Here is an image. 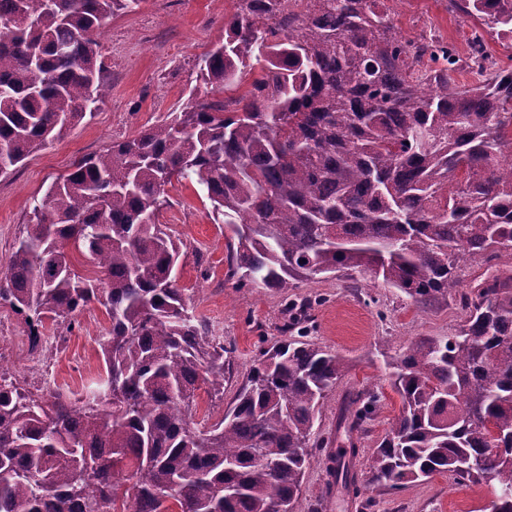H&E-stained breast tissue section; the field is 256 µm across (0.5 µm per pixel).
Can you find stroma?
Segmentation results:
<instances>
[{"mask_svg": "<svg viewBox=\"0 0 512 512\" xmlns=\"http://www.w3.org/2000/svg\"><path fill=\"white\" fill-rule=\"evenodd\" d=\"M399 35L416 38L433 33L467 57L474 33H481L494 68H512V48L495 32L452 11L448 0H383ZM235 0H142L131 11L108 17L98 38V59L111 90L93 117L63 131L51 145L31 153L9 177L0 179V268H7L32 217L31 204L48 185L73 170L80 159L101 153L112 144L159 124L181 111L195 85L203 54L224 39V21ZM170 207L158 221L181 242L178 284L190 299L196 316L234 350L233 372L224 381V395L198 393L196 417L220 420L232 406L261 352L286 335L288 299L311 300L308 316L298 328L317 345L343 356L346 369L321 413L323 432L336 428L338 410L348 393L362 389L380 392L381 401L359 443L355 463L358 493L336 486L330 475L332 459L347 445L345 437L317 450L301 484L303 504L318 512H481L486 488L458 483L440 474L426 483L399 489L372 482L370 456L398 414L400 399L389 380V362L407 346L425 337L440 338L463 323L465 313L455 301L427 307L406 294L386 288L370 274L355 272L320 278L283 292L275 288H241L228 278L230 231L214 223L208 200L187 182L169 187ZM109 325L105 309L91 304L78 317L65 341L53 327L44 334L46 349L30 356L24 324L10 305L0 302V336L12 343L9 366L41 394L56 391L80 396L102 371L100 340ZM370 510H363V502Z\"/></svg>", "mask_w": 512, "mask_h": 512, "instance_id": "stroma-1", "label": "stroma"}]
</instances>
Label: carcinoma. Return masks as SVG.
<instances>
[{
    "label": "carcinoma",
    "instance_id": "obj_1",
    "mask_svg": "<svg viewBox=\"0 0 512 512\" xmlns=\"http://www.w3.org/2000/svg\"><path fill=\"white\" fill-rule=\"evenodd\" d=\"M140 2L0 0V176L105 98L96 37ZM450 5L512 38V0ZM455 57L400 36L378 0H241L199 65L211 93L53 181L0 272V301L62 339L103 305V372L78 398L45 399L0 369V512H318L300 487L329 444L316 424L344 359L279 342L220 421L193 422L198 390L224 392L231 351L189 312L180 248L156 223L175 181L232 231L242 287L369 271L418 304L458 302L457 332L393 363L402 405L372 478L490 477L503 495L488 512H512V70L473 55L459 85ZM466 256L485 270L464 285ZM380 399L357 392L339 426L364 434ZM331 476L355 484L346 454Z\"/></svg>",
    "mask_w": 512,
    "mask_h": 512
}]
</instances>
